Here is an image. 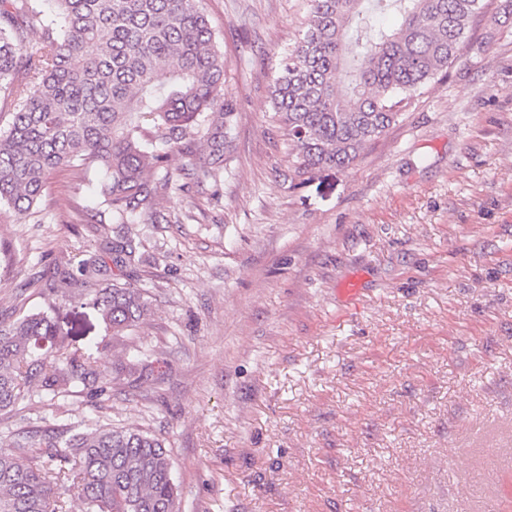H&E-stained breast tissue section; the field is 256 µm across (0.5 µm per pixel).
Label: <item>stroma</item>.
<instances>
[{"instance_id":"obj_1","label":"stroma","mask_w":512,"mask_h":512,"mask_svg":"<svg viewBox=\"0 0 512 512\" xmlns=\"http://www.w3.org/2000/svg\"><path fill=\"white\" fill-rule=\"evenodd\" d=\"M205 3L237 104L220 183L174 157L129 226L77 167L38 216L0 204V317L47 312L103 373L0 415V449L25 420L147 432L179 512H512V0H482L461 58L354 166L299 186L269 89L306 0ZM83 262L146 289L129 335L91 294L56 304Z\"/></svg>"}]
</instances>
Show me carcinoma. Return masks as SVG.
<instances>
[{
    "mask_svg": "<svg viewBox=\"0 0 512 512\" xmlns=\"http://www.w3.org/2000/svg\"><path fill=\"white\" fill-rule=\"evenodd\" d=\"M48 20L32 0H0V93L21 100L0 130V202L31 214L48 176L64 167L103 174L116 224L150 209L158 173L178 152L203 177L224 172L233 139L226 60L202 0H53ZM482 0H307L308 12L273 79L272 105L288 136L292 180L345 169L396 121V107L458 59ZM394 10L392 30L373 17ZM38 35L41 47L29 42ZM154 129L157 146L143 139ZM80 266L56 300L94 292L112 335L151 312L145 289L95 287ZM43 312L0 319V414L23 412L34 393L91 392L95 352L68 353ZM0 452V512H56L74 493L90 512H177L169 450L139 430L27 425Z\"/></svg>",
    "mask_w": 512,
    "mask_h": 512,
    "instance_id": "obj_1",
    "label": "carcinoma"
}]
</instances>
